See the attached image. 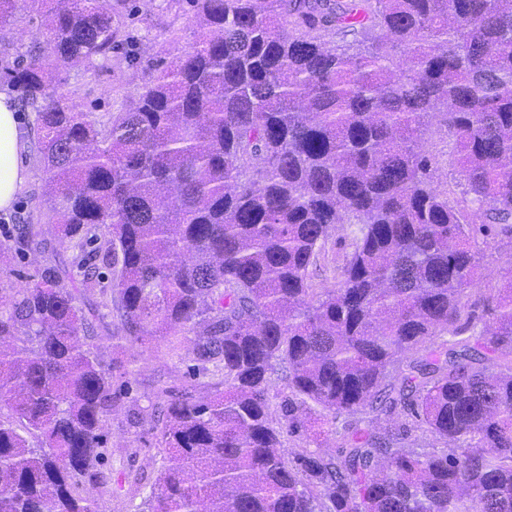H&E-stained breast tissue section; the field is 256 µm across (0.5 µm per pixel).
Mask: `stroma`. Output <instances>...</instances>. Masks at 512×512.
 <instances>
[{
  "label": "stroma",
  "instance_id": "stroma-1",
  "mask_svg": "<svg viewBox=\"0 0 512 512\" xmlns=\"http://www.w3.org/2000/svg\"><path fill=\"white\" fill-rule=\"evenodd\" d=\"M127 15L120 21L126 27L127 38L113 52L111 59L96 66L71 68L65 75L66 87L73 91L81 110L104 114L120 109L126 89L149 82L160 61L180 53L197 28L192 13L175 6L172 0H125ZM39 27L38 19L30 13L25 0H19L16 21L10 31L0 38V66L13 61L25 51ZM425 149L433 160L432 176L435 187L449 199L459 198L462 180L455 163L452 144L446 128L433 124L425 136ZM31 178L18 195L14 207L0 223V241L12 242L20 218L32 216L44 232H51L47 214L41 206L49 192L46 173L38 160H30ZM353 236L352 226L338 227L323 259L312 269L316 287L331 285L334 269L339 264ZM484 255L480 288L498 287L508 268L512 267V242L495 238L481 243ZM69 254L13 255L5 270L0 271V298L10 299L18 283V273H34L39 267L57 260L67 261ZM111 317L97 323L96 336L90 349L104 367L112 371L117 386L116 403L103 419L110 455L103 467L110 476L109 486L94 482L83 483L80 492L92 497H104L110 512H138L134 503L124 496L123 483L128 474L144 473L156 477L163 463L159 448L158 412L164 392L186 386L191 366L196 333L181 336L177 350L166 343L154 341L140 346L113 340Z\"/></svg>",
  "mask_w": 512,
  "mask_h": 512
}]
</instances>
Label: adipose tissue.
Here are the masks:
<instances>
[{
  "label": "adipose tissue",
  "instance_id": "adipose-tissue-1",
  "mask_svg": "<svg viewBox=\"0 0 512 512\" xmlns=\"http://www.w3.org/2000/svg\"><path fill=\"white\" fill-rule=\"evenodd\" d=\"M17 103L0 91V210H10L29 177L26 162L28 139L19 127Z\"/></svg>",
  "mask_w": 512,
  "mask_h": 512
}]
</instances>
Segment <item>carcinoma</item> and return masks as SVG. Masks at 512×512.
<instances>
[{
	"label": "carcinoma",
	"mask_w": 512,
	"mask_h": 512,
	"mask_svg": "<svg viewBox=\"0 0 512 512\" xmlns=\"http://www.w3.org/2000/svg\"><path fill=\"white\" fill-rule=\"evenodd\" d=\"M175 2L199 19L189 46L97 117L62 73L120 46L117 8L29 0L43 34L8 76L55 232L0 251L54 242L79 279L47 265L0 301V512H102L78 491L104 479L113 402L78 305L95 293L130 343L205 323L196 361L222 377L169 394L161 470L128 479L141 512H512V273L466 295L478 236L512 240V0ZM436 121L452 203L424 150ZM340 224L358 233L315 288ZM398 410L401 431L365 418ZM339 414L336 452L281 447ZM425 139V150L433 160L431 173L434 186L442 193L448 192V200L453 202L460 197L463 180L458 173L447 130L442 124L434 122Z\"/></svg>",
	"instance_id": "1"
}]
</instances>
